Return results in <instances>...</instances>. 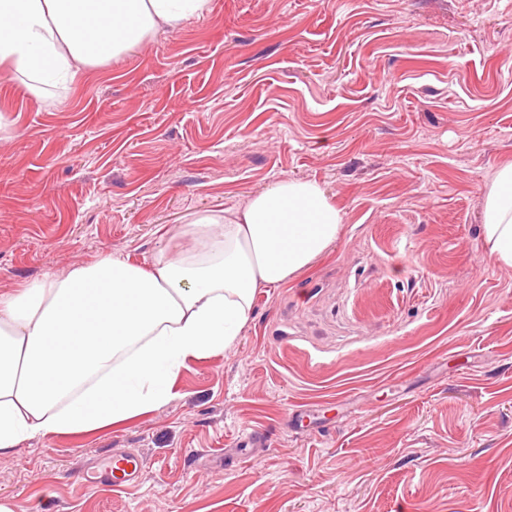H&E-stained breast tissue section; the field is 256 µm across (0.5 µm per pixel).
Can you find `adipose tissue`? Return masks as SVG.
<instances>
[{"label": "adipose tissue", "mask_w": 512, "mask_h": 512, "mask_svg": "<svg viewBox=\"0 0 512 512\" xmlns=\"http://www.w3.org/2000/svg\"><path fill=\"white\" fill-rule=\"evenodd\" d=\"M209 0H0V77L35 98L203 15ZM340 210L317 182L280 179L234 212L196 215L152 269L107 256L0 294V457L170 401L188 362L223 353L259 289L334 246ZM489 254L512 266V163L486 191Z\"/></svg>", "instance_id": "obj_1"}]
</instances>
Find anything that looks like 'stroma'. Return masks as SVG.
<instances>
[{
	"mask_svg": "<svg viewBox=\"0 0 512 512\" xmlns=\"http://www.w3.org/2000/svg\"><path fill=\"white\" fill-rule=\"evenodd\" d=\"M512 0H210L45 100L0 79V293L283 178L341 209L330 253L260 289L167 404L0 458L11 512H512ZM266 440L242 449L243 437ZM139 454L136 484L86 475ZM482 224L490 257L512 266V163L498 168L488 185Z\"/></svg>",
	"mask_w": 512,
	"mask_h": 512,
	"instance_id": "35a3bbf8",
	"label": "stroma"
}]
</instances>
